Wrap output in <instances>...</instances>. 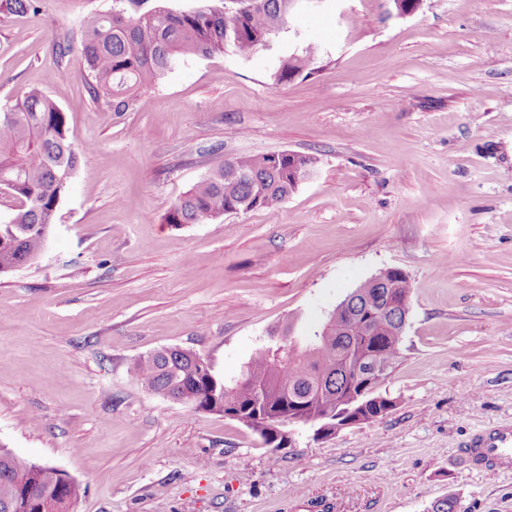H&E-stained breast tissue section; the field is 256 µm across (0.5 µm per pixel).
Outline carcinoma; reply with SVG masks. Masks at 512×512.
Here are the masks:
<instances>
[{
  "label": "carcinoma",
  "mask_w": 512,
  "mask_h": 512,
  "mask_svg": "<svg viewBox=\"0 0 512 512\" xmlns=\"http://www.w3.org/2000/svg\"><path fill=\"white\" fill-rule=\"evenodd\" d=\"M294 0H197V6L175 11L167 0H128L125 10L96 14L82 31L81 47L89 70V93L109 99L114 112L137 102L141 90L181 62L234 54L252 56L265 39L284 27ZM37 13V0H0V16ZM318 52L312 45L295 57L277 59L278 83L311 71ZM85 147L69 138L65 112L42 89H32L0 112V182L14 181L20 200L10 219L0 224V271L19 258L32 261L45 249L57 208ZM238 176L224 166L203 176L172 207L165 222L206 224L230 212L275 208L295 191L288 158L275 154L230 159ZM412 286L398 269H387L362 283L329 314L330 325L299 347L287 360L268 346L247 363L245 383L228 386L203 363L161 349L134 361L131 374L143 389L164 399L181 395L200 412L223 414L257 432L273 448L288 445V406L301 418L332 423L357 397L364 400L361 422L379 418L395 402L370 392L356 377L355 365L367 359L380 372L392 373L401 340L394 335L409 302ZM39 486L69 507L81 495L67 475H50L31 466L0 460V497L7 490Z\"/></svg>",
  "instance_id": "1"
}]
</instances>
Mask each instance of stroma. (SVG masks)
<instances>
[{
    "label": "stroma",
    "instance_id": "stroma-1",
    "mask_svg": "<svg viewBox=\"0 0 512 512\" xmlns=\"http://www.w3.org/2000/svg\"><path fill=\"white\" fill-rule=\"evenodd\" d=\"M112 0L0 18V108L44 89L76 147L45 251L0 274V445L56 467L72 512H512V471L465 460L512 423V0H323L249 59H190L127 111L87 88L80 35ZM319 47L310 75L278 55ZM68 45L59 57L60 45ZM316 157L280 207L165 223L225 159ZM412 285L396 406L275 450L230 418L144 391L138 357L180 347L226 383L292 322L308 341L361 283ZM318 52L312 44L303 47L296 57L286 56L284 59H277L272 74L277 83L288 82L294 77L302 75L304 72L309 73L312 64L316 60Z\"/></svg>",
    "mask_w": 512,
    "mask_h": 512
}]
</instances>
